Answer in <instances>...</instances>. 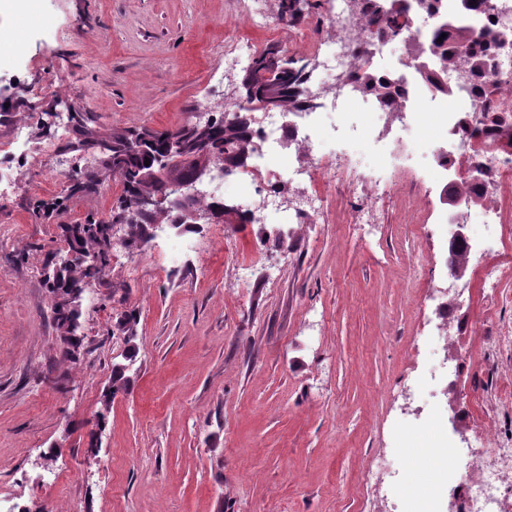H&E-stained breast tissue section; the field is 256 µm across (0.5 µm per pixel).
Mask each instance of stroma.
<instances>
[{
  "label": "stroma",
  "instance_id": "35a3bbf8",
  "mask_svg": "<svg viewBox=\"0 0 512 512\" xmlns=\"http://www.w3.org/2000/svg\"><path fill=\"white\" fill-rule=\"evenodd\" d=\"M51 0L28 15L0 11V43L16 48L22 106L0 139L24 129L32 149L16 182L0 185V512L39 502L47 512H392L387 478L364 474L390 448L403 387L430 359L439 322L429 292L445 287L440 235L431 223L439 193L417 196L414 176L431 166L423 149L401 159L388 197L372 201L332 190L318 223L295 225L288 252L270 250L269 225L203 224L176 248L166 231L144 252H112V285L85 294L82 330L90 345L77 365L60 361L52 299L43 282L49 251L63 248L56 223L30 201L66 189L52 183L62 152L40 153L56 137L57 115L88 112L101 136L130 127L175 129L193 121L215 89L237 91L242 70L216 67L231 44L278 45L307 53L325 36L319 14L304 36L256 25L274 0ZM62 87L63 98L51 95ZM343 154L351 169L377 167L360 139L321 140L298 162ZM378 225L365 242L353 222ZM512 273V223L499 251L471 257L459 285L473 291L457 308L460 331L449 358L452 388L468 431L495 413L512 434V299L484 297L482 271ZM138 312L135 382L93 419L127 347L113 334L116 313ZM63 451L45 468L52 443ZM430 432L409 436L401 461L408 482L426 488Z\"/></svg>",
  "mask_w": 512,
  "mask_h": 512
}]
</instances>
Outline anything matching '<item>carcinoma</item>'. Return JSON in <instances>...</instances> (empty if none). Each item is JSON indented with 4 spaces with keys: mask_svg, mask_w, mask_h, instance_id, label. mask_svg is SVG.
<instances>
[{
    "mask_svg": "<svg viewBox=\"0 0 512 512\" xmlns=\"http://www.w3.org/2000/svg\"><path fill=\"white\" fill-rule=\"evenodd\" d=\"M293 2L295 0H276L277 17L287 24H296L304 19L303 14L293 9ZM359 8L363 30L370 31L385 25L392 35L402 34L399 18L407 11L402 0H382L380 3L363 0ZM441 35L444 36L443 40L435 39L427 46L407 40L404 42V49L411 57H431L440 69L455 71L460 62L456 42L468 38L470 32L461 26L453 32H436L437 37ZM467 63L470 75L476 79L481 80L487 74L486 51L471 52ZM311 72L309 61L289 56L282 60L279 73L270 80L246 77L245 94L239 111H226L223 102L214 104L210 106L211 118L205 126L187 123L175 130L162 132L148 128L127 129L99 138L88 127L91 118L87 113H70L69 123L74 139L65 144L63 151H80L93 157L101 166L104 176L122 186V194L112 204L110 221L106 222L94 214H89L78 224L61 226L66 232L65 243L69 249L91 257L93 263L85 267H63L55 271L54 258H46L43 272L47 273L44 284L48 292L54 296L72 288L82 289L89 283L109 285L110 237L113 227L118 224L124 226L123 247L130 252L142 250L159 231L146 215L135 210L138 198L152 193L155 189V183L146 178L145 174L162 170L165 168V161H172L197 148L209 150L211 171L220 172L224 176L235 173L233 165L237 152L246 148L252 157L258 151L253 124L241 121V117L251 112V105L260 107L272 97L287 103L291 111L308 107L302 89L310 80ZM348 82L352 91L361 96L372 97L386 112L392 113L405 106L403 91L372 71L358 70L348 78ZM147 159L150 164L146 166L144 161ZM65 177L70 181L65 197L49 201L33 199L32 210L38 218L47 221L58 218L73 200L91 194L96 186V181L85 173V168L77 160L71 162ZM453 191L466 197L474 205L481 203L484 196L482 186L465 180L457 181ZM224 209V201L209 198L203 192L197 191L187 198L185 210L170 213L163 220V224L187 232L193 230L194 226L189 223L185 211L215 213ZM137 321L138 314L134 309L122 311L115 317L114 327L126 336L128 348L122 354L123 361L112 365L111 385L104 394L103 413L97 419L99 424L108 421L112 400L118 394L127 392L131 385L132 378L128 372L138 354L135 329Z\"/></svg>",
    "mask_w": 512,
    "mask_h": 512,
    "instance_id": "carcinoma-1",
    "label": "carcinoma"
}]
</instances>
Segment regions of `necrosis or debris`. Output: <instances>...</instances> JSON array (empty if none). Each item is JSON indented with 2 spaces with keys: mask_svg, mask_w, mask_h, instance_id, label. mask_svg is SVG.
Returning a JSON list of instances; mask_svg holds the SVG:
<instances>
[{
  "mask_svg": "<svg viewBox=\"0 0 512 512\" xmlns=\"http://www.w3.org/2000/svg\"><path fill=\"white\" fill-rule=\"evenodd\" d=\"M409 2L404 36L423 44L431 42L437 29L459 14L457 0L434 14L426 11L423 0ZM323 22L334 30L335 36L310 41L308 52L315 69L329 73L331 79L319 84L310 81L303 86L305 95L314 97L316 108L301 110L296 123L285 122L282 113L265 112L255 126L261 155L245 171L249 189L241 196L240 206L263 224L287 225L293 221L304 224L327 211V192L314 189L307 194V210L292 218L283 215L277 201V186L285 180H306L309 172L292 164L286 169L274 170L265 164L263 157L280 150L282 140L289 134L308 142L322 140L326 135L324 114L336 111L353 97L346 80L354 67L376 68L378 59L392 42L390 36L379 30L367 35L354 31L350 0H327ZM471 25L475 35H487L496 40L495 66L489 69L485 86L479 93L473 91L464 71L453 73L450 82L455 94L467 108L479 106L512 122V0H488ZM395 78L404 92L406 108L399 119L389 121L377 112L363 125L364 141L381 146L382 152L378 167L354 180L361 195H388V174L398 153L408 148L401 133L419 125L439 126L444 130L443 136L431 144L435 166L426 175L429 182L446 180L449 165H456L462 173L470 166L479 165L488 174L487 189L499 196L512 192V125L496 127L486 121L473 120L468 126H461L459 115L448 110L447 95L424 78L420 60L403 57ZM459 425V420L449 419L447 411L440 409L418 413L409 421L406 431L410 434L434 427L436 443L445 453L431 461L435 475L432 492L402 483L399 512H439L441 506L448 503L454 505L455 512H512V492L505 490L507 481L512 480V436L486 433L485 447L478 448L472 439L463 436L449 439V428ZM460 457L466 458L467 470L457 476L451 467Z\"/></svg>",
  "mask_w": 512,
  "mask_h": 512,
  "instance_id": "1",
  "label": "necrosis or debris"
}]
</instances>
